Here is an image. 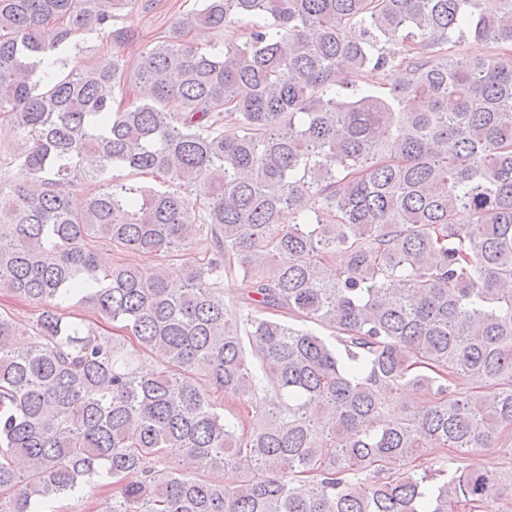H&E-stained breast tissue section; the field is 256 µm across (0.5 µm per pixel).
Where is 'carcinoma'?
Segmentation results:
<instances>
[{
  "label": "carcinoma",
  "instance_id": "cac0c4a2",
  "mask_svg": "<svg viewBox=\"0 0 512 512\" xmlns=\"http://www.w3.org/2000/svg\"><path fill=\"white\" fill-rule=\"evenodd\" d=\"M138 3L0 0L19 173L0 182V293L42 307L22 349L0 313V512L95 476L98 512H502L497 473L448 449L512 443V0H202L130 66ZM235 24L222 49L188 42ZM93 31L112 58L71 64ZM376 72L389 93L362 83ZM203 230L179 288L93 244L157 256ZM74 298L133 350L64 320ZM220 470L236 484L198 477Z\"/></svg>",
  "mask_w": 512,
  "mask_h": 512
}]
</instances>
